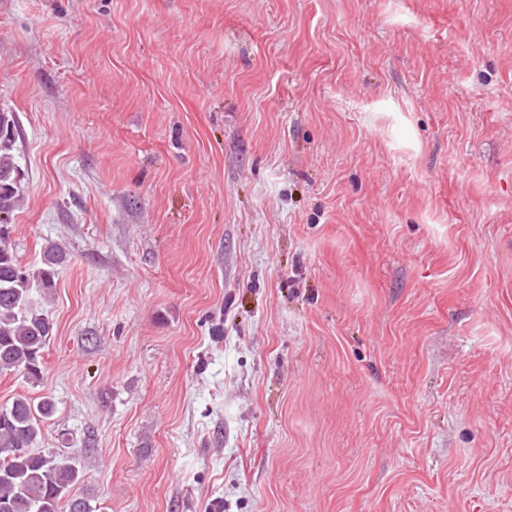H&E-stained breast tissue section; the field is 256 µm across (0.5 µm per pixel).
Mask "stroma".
Masks as SVG:
<instances>
[{"mask_svg":"<svg viewBox=\"0 0 512 512\" xmlns=\"http://www.w3.org/2000/svg\"><path fill=\"white\" fill-rule=\"evenodd\" d=\"M0 112L96 512H512V0H0Z\"/></svg>","mask_w":512,"mask_h":512,"instance_id":"35a3bbf8","label":"stroma"}]
</instances>
